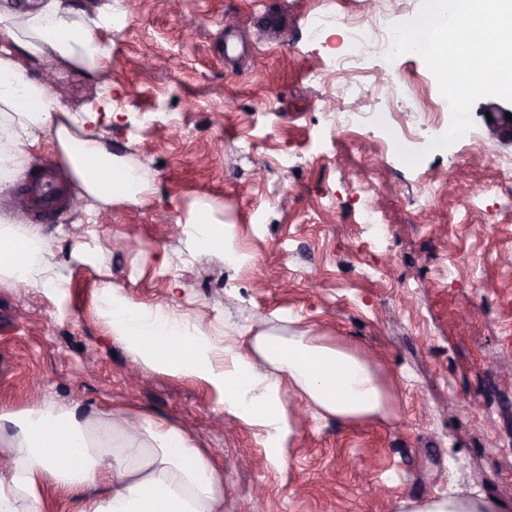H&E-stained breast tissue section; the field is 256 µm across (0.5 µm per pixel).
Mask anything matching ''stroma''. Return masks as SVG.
Masks as SVG:
<instances>
[{"label": "stroma", "mask_w": 512, "mask_h": 512, "mask_svg": "<svg viewBox=\"0 0 512 512\" xmlns=\"http://www.w3.org/2000/svg\"><path fill=\"white\" fill-rule=\"evenodd\" d=\"M93 2L126 17L101 33L106 69L96 81L56 69L50 89L74 112L111 95L117 115L100 127L156 195L113 205L106 224L68 206L43 224L0 197V219L52 240L47 263L65 280L59 295L0 284V407L75 400L183 427L219 451L224 512H402L451 492L512 512V181L496 172L512 140L489 137L482 97L463 137L408 166L398 151L418 150L412 133L450 125L434 75L416 54L369 57L362 73L342 63L353 24L412 18L423 0ZM320 10L330 20L313 37L307 18ZM230 32L245 45L232 61ZM393 79L409 95L390 115ZM355 107L380 113L378 125L336 128L333 113ZM199 199L252 264L164 235ZM370 209L385 239L365 224ZM106 281L216 335L263 323L356 344L382 366L390 416L347 424L300 411L276 466L258 430L220 418L205 384L146 365L128 378L133 355L94 312Z\"/></svg>", "instance_id": "obj_1"}]
</instances>
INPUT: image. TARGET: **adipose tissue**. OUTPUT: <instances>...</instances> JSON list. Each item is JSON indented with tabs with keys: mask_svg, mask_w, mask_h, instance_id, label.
I'll use <instances>...</instances> for the list:
<instances>
[{
	"mask_svg": "<svg viewBox=\"0 0 512 512\" xmlns=\"http://www.w3.org/2000/svg\"><path fill=\"white\" fill-rule=\"evenodd\" d=\"M111 4L83 9L70 0L32 7L0 0V195L29 172L41 134L56 142L89 213L117 203L150 204L152 181L140 167L113 155L94 129L100 103L71 113L40 79L45 64L93 78L108 48ZM197 253H237L208 203L197 201L187 222ZM49 247L35 227L0 224V282L39 292L60 284L42 268ZM97 311L113 341L166 375L209 385L219 411L259 428L272 462L295 431L294 402L323 418L351 423L385 419L392 394L379 364L356 346L331 342L311 329L279 336L258 330L236 346L162 305L133 301L120 286L101 287ZM0 512H45L51 486L67 512H224V472L212 450L192 434L145 413L116 409L84 414L78 402L44 400L22 411L0 407Z\"/></svg>",
	"mask_w": 512,
	"mask_h": 512,
	"instance_id": "1",
	"label": "adipose tissue"
}]
</instances>
